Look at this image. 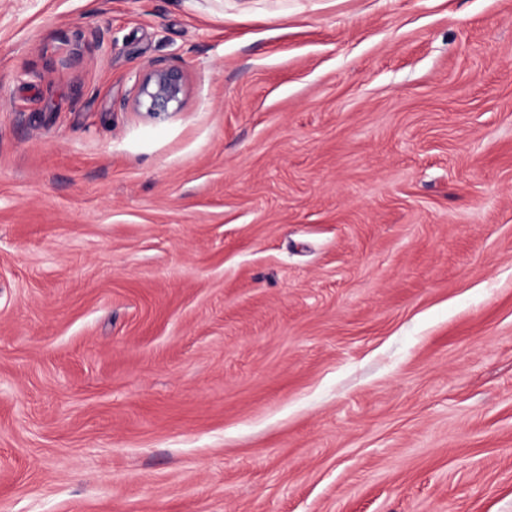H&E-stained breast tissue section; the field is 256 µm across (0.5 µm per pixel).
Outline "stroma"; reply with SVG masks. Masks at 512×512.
I'll list each match as a JSON object with an SVG mask.
<instances>
[{
    "label": "stroma",
    "mask_w": 512,
    "mask_h": 512,
    "mask_svg": "<svg viewBox=\"0 0 512 512\" xmlns=\"http://www.w3.org/2000/svg\"><path fill=\"white\" fill-rule=\"evenodd\" d=\"M0 512H512V0H0ZM181 72L173 66L150 65L137 84L134 106L145 108L150 116L177 111L183 104Z\"/></svg>",
    "instance_id": "1"
}]
</instances>
